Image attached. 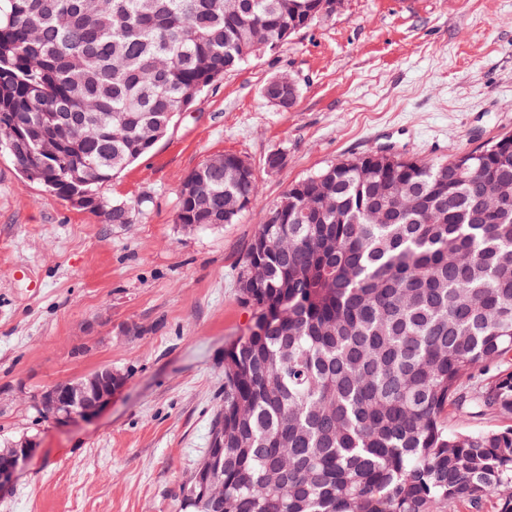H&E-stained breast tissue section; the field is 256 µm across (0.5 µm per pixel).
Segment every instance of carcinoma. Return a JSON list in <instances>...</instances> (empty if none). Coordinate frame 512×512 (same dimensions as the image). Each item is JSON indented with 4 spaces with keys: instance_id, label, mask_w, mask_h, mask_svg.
<instances>
[{
    "instance_id": "obj_1",
    "label": "carcinoma",
    "mask_w": 512,
    "mask_h": 512,
    "mask_svg": "<svg viewBox=\"0 0 512 512\" xmlns=\"http://www.w3.org/2000/svg\"><path fill=\"white\" fill-rule=\"evenodd\" d=\"M322 2L0 0L5 151L46 191L129 224L98 188L224 74L326 18ZM220 159L190 173L178 223L233 224L258 204L242 158ZM285 200L240 266L253 323L224 349L217 496L197 499L191 476L178 512H512V426L448 428L512 413V141L435 162L376 151L265 213Z\"/></svg>"
}]
</instances>
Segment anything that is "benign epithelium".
<instances>
[{"label": "benign epithelium", "instance_id": "1", "mask_svg": "<svg viewBox=\"0 0 512 512\" xmlns=\"http://www.w3.org/2000/svg\"><path fill=\"white\" fill-rule=\"evenodd\" d=\"M297 88L295 81L276 77L266 86L263 94L271 104L285 106L297 99ZM124 384V374L104 367L85 377L48 387L39 395V405L54 423L64 425L76 418L100 412ZM30 448L31 443L27 439L0 448V491L12 481L19 463L28 456ZM223 453L224 438L221 437L198 467V481L204 494L210 491L213 465Z\"/></svg>", "mask_w": 512, "mask_h": 512}]
</instances>
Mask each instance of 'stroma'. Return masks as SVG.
Instances as JSON below:
<instances>
[{
    "label": "stroma",
    "instance_id": "stroma-1",
    "mask_svg": "<svg viewBox=\"0 0 512 512\" xmlns=\"http://www.w3.org/2000/svg\"><path fill=\"white\" fill-rule=\"evenodd\" d=\"M288 74L295 106L263 85ZM512 134V0H344L206 90L99 195L128 224L48 195L0 150V446L35 447L0 512H175L224 400V349L252 314L239 264L262 207L238 223L177 222L183 179L212 156L252 163L264 205L371 151L437 161ZM284 164L267 172L266 155ZM126 383L96 417L55 424L35 403L103 366Z\"/></svg>",
    "mask_w": 512,
    "mask_h": 512
}]
</instances>
